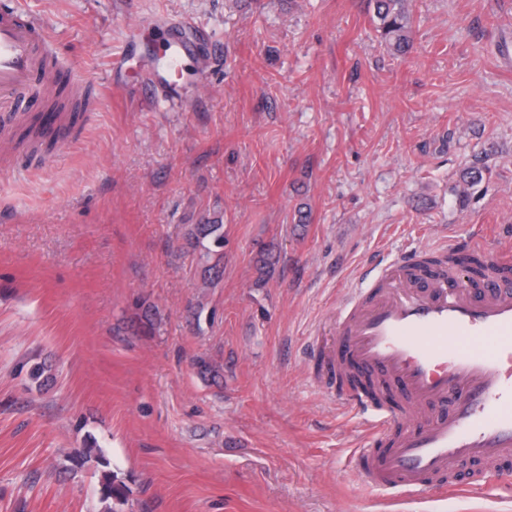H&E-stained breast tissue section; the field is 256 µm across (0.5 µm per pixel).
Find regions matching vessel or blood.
I'll list each match as a JSON object with an SVG mask.
<instances>
[{
  "mask_svg": "<svg viewBox=\"0 0 512 512\" xmlns=\"http://www.w3.org/2000/svg\"><path fill=\"white\" fill-rule=\"evenodd\" d=\"M53 38L24 9L0 14V140L20 118L19 106L47 90L59 72L48 60ZM484 284L473 293L441 274L427 288L400 287L418 267L409 259L387 269L367 304L351 299L322 378L331 383L361 369L378 388L396 387L403 408L377 409L354 467L361 484L445 497L479 492L450 481L463 461L512 456V284L503 272L512 254L483 250ZM442 406L418 425L408 405Z\"/></svg>",
  "mask_w": 512,
  "mask_h": 512,
  "instance_id": "obj_1",
  "label": "vessel or blood"
}]
</instances>
